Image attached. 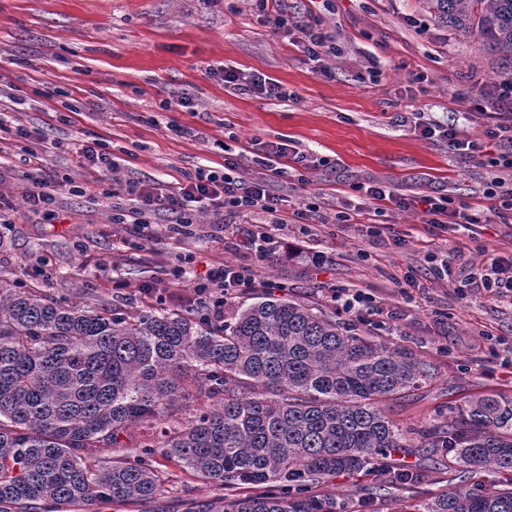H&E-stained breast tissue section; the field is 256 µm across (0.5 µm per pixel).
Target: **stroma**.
<instances>
[{
	"instance_id": "obj_1",
	"label": "stroma",
	"mask_w": 512,
	"mask_h": 512,
	"mask_svg": "<svg viewBox=\"0 0 512 512\" xmlns=\"http://www.w3.org/2000/svg\"><path fill=\"white\" fill-rule=\"evenodd\" d=\"M309 8L336 45L322 63L310 62L296 46L275 35L255 9L239 0H0V166L25 170V154L13 128L43 131L61 141L50 164L70 179L56 197V219L44 223L29 213L12 176L0 194L12 197L17 215L0 228V271L56 295L98 300L129 311L176 306L191 295L198 277L226 264L248 267L256 280L283 285L285 294L326 312L327 288L361 289L382 311L368 316L362 335L394 340L430 361L436 376L387 404L389 417L408 429L413 448L404 461L417 465L426 450L423 430L436 415L451 416L466 396L496 391L512 396V303L482 288L457 289L461 270L480 268L488 255L512 256V226L489 220L478 234H452L457 247L448 277H437L434 252L440 236L420 211L387 210L383 220L400 234L421 239L405 251L377 244L357 224H336L343 202L360 203L357 183L382 182L406 195H446L486 208L484 196L499 168L464 162L446 143L399 125L406 112L451 123L478 138L467 87L512 79V64L482 50L422 11L419 0H288ZM259 72L279 82L288 98L268 99L231 92L209 76L211 66ZM425 77V93L412 94L410 81ZM188 95L187 107L162 110L164 101ZM78 106L71 124L61 115ZM69 114V113H68ZM100 140L114 153L119 176L172 182L196 167L221 169L224 158L255 142H286L329 168L305 170L308 190L324 217L320 224L273 227L276 237L304 249L325 252L316 267L280 255L259 260L240 242L247 223L223 226L199 213L190 234L170 238L165 225L143 239L135 224H116L105 199L87 189L94 176L76 165L72 140ZM195 257L194 273L177 296L157 298L144 286L164 287L175 257ZM418 284L402 287L408 270ZM125 286L116 290L113 278ZM437 465L412 489L368 495L367 477L333 478L320 494L350 500L352 512H413L425 494L447 486L463 468L454 454L436 455ZM157 471L164 491L156 498L96 506L95 512H224V491L203 483L175 458Z\"/></svg>"
}]
</instances>
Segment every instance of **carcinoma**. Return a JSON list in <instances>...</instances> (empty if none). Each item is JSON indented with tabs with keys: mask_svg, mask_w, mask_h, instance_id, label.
Returning <instances> with one entry per match:
<instances>
[{
	"mask_svg": "<svg viewBox=\"0 0 512 512\" xmlns=\"http://www.w3.org/2000/svg\"><path fill=\"white\" fill-rule=\"evenodd\" d=\"M422 3L512 62V0ZM434 375L406 346L285 294L223 323L77 304L0 275V512L151 500L159 456L232 491L224 512H349L347 499L308 489L341 474L370 478L373 494L421 480L392 458L410 444L385 407ZM194 395L219 404L171 425L173 403ZM458 413L427 439L465 470L417 512H512V397L473 395ZM152 423L169 425L167 439L144 435L132 456L87 463Z\"/></svg>",
	"mask_w": 512,
	"mask_h": 512,
	"instance_id": "carcinoma-1",
	"label": "carcinoma"
}]
</instances>
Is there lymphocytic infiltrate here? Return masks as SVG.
Here are the masks:
<instances>
[{
	"mask_svg": "<svg viewBox=\"0 0 512 512\" xmlns=\"http://www.w3.org/2000/svg\"><path fill=\"white\" fill-rule=\"evenodd\" d=\"M243 2L257 4L275 32L288 38L298 37L299 47L310 60L318 61L325 55L329 37L313 12L292 18L288 15L287 0ZM208 73L223 81L229 89L267 98L284 99L288 96L282 85L263 75H247L221 65L209 67ZM467 96L483 128L482 138H470L452 125L425 121L420 112L415 115V128L420 129L424 137L447 141L452 151L468 159L482 156L486 142L498 144L501 151L491 158V165L512 171V80L469 89ZM16 134L36 141L35 148L28 151L30 167L19 177L21 196L29 212L42 215L44 220H53L56 192L68 186L69 179L47 169L46 155L50 148L45 134L34 137L24 127L18 128ZM264 149L271 174L260 180L247 181L239 177L242 160L237 157L225 161L220 172L200 168L192 173H183L181 180L173 183H150L132 176L118 177L116 161L100 142L81 140L73 147L78 164L95 173L104 197L111 199L112 219L118 224H136L145 229L154 224H164L170 233L186 235L195 224L197 213L203 210L213 212L221 224L239 223L241 218L256 212L263 214L270 224L322 222L318 205L302 200L293 205L288 199L289 192L302 191L307 187L304 177L293 180L288 173L289 161H305V154L286 143L270 142ZM356 190L369 202L385 201L398 210L421 208L428 224L443 233H453L462 228L473 232L481 223L470 207L454 206L452 199L446 196L405 195L375 181L358 184ZM254 284L255 279L247 269L228 265L214 267L197 281L190 302L192 306L206 309L210 317L220 321L234 290L250 288ZM460 285L464 288H491L501 298L512 301V259L490 258L480 273L464 275Z\"/></svg>",
	"mask_w": 512,
	"mask_h": 512,
	"instance_id": "f902f5d3",
	"label": "lymphocytic infiltrate"
}]
</instances>
